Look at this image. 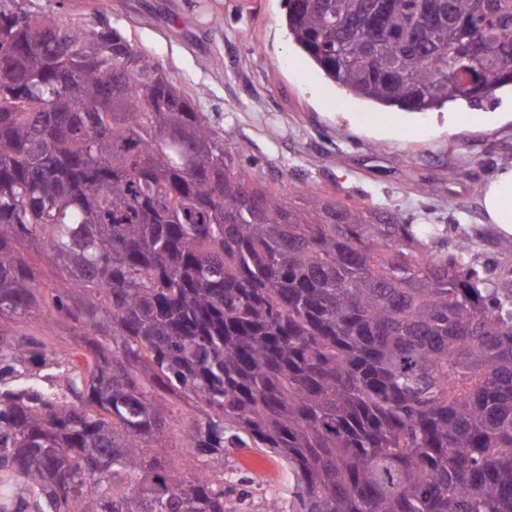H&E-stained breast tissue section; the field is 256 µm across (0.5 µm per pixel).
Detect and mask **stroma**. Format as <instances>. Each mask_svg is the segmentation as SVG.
<instances>
[{
    "label": "stroma",
    "instance_id": "obj_1",
    "mask_svg": "<svg viewBox=\"0 0 512 512\" xmlns=\"http://www.w3.org/2000/svg\"><path fill=\"white\" fill-rule=\"evenodd\" d=\"M34 7L107 20L163 64L213 125L243 148L242 160L288 203L314 187L339 201L376 203L410 223L432 228L449 243H474L472 259L491 277L512 275V235L487 223L483 190L512 163V122L492 124L493 112L512 113V88L496 89L481 107L463 103L439 112L389 110L366 101L343 104V91L289 40L283 0H33ZM465 123L449 134L453 122ZM430 186L427 194L417 185ZM33 273L36 296L60 285L64 271L38 241L19 246ZM0 325L65 356L84 341L67 319H3ZM271 475L246 470L236 449L224 456V482L247 499L250 512H292L294 480L270 449Z\"/></svg>",
    "mask_w": 512,
    "mask_h": 512
}]
</instances>
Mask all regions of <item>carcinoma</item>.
Listing matches in <instances>:
<instances>
[{
    "label": "carcinoma",
    "instance_id": "cac0c4a2",
    "mask_svg": "<svg viewBox=\"0 0 512 512\" xmlns=\"http://www.w3.org/2000/svg\"><path fill=\"white\" fill-rule=\"evenodd\" d=\"M434 2L285 25L346 104L477 106L512 82V0ZM240 153L119 28L0 0V319L106 346L0 328V512H240L216 464L252 445L296 512H512V278L378 205L293 206ZM38 239L67 273L41 298ZM159 393L190 401L181 466ZM3 327H11L12 330L32 336L40 341L48 354L54 357H64L76 351L79 345L84 346L83 341L94 340L102 342V336H83L88 331L75 326L66 318L25 320L3 318Z\"/></svg>",
    "mask_w": 512,
    "mask_h": 512
}]
</instances>
